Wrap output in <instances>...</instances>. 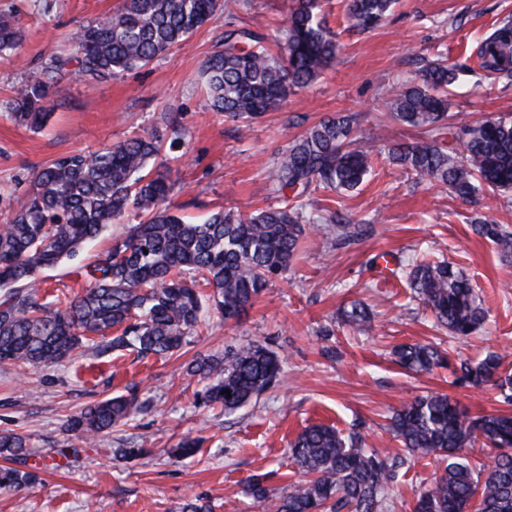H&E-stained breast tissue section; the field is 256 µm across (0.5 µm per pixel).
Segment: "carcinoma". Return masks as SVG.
<instances>
[{"mask_svg": "<svg viewBox=\"0 0 512 512\" xmlns=\"http://www.w3.org/2000/svg\"><path fill=\"white\" fill-rule=\"evenodd\" d=\"M394 0H349L354 25L377 27ZM240 0H123L122 7L83 28L75 52L54 59L27 79L11 103L15 118L32 128L49 118L53 81L64 73L107 79L149 65L182 45L219 12H232ZM22 35L9 14L0 15V56L17 49ZM336 35L326 26L320 0H292L284 53L271 56L267 38L247 28L224 32L221 49L205 61L201 80L205 107L247 129L288 96L320 77L336 57ZM486 78H512V20H504L477 49ZM470 68L437 59L422 66L420 80L407 83L386 103L390 117L422 131L424 137L389 150L393 164L429 183L448 186L467 199L480 190L512 191V118L465 125L447 118L444 90L458 84ZM357 114L328 116L306 129L282 153L276 189L282 202L242 216L218 210L201 223L184 221L171 210V168L152 173L149 163L163 140L145 133L91 153L70 154L32 173L31 190L0 218V365L51 366L85 347L98 353L129 350L139 359L177 353L187 336L218 315L237 322L271 279L285 274L306 234L305 198L311 189L357 188L371 172L376 145L355 136ZM292 197H286V192ZM138 211L141 220L124 238L87 266L90 287L81 295L37 293L40 272L72 259L108 224ZM336 241L363 240L365 229L328 220ZM512 262V231L502 224L473 225ZM414 297L453 336H468L485 322L487 310L463 271L424 258L408 263ZM212 292L204 294L201 289ZM344 324L358 331L373 327L365 304L342 311ZM394 361L409 373L450 367L435 343L400 344ZM490 353L453 370L455 384L490 386L512 405V376L500 372ZM205 382L199 408L220 406L232 413L283 380L282 359L263 344L248 343L224 355L200 356L188 366ZM229 390L231 395L221 394ZM144 404L138 386L84 406L66 430L76 448H94L100 437L130 419ZM389 430L402 448L392 456L366 447L364 426L348 433L325 424L305 427L289 453L305 479L276 495L271 473L247 479L258 502L275 512H381L385 495L417 459L445 464L424 489L413 512H512V412L472 417L442 393L417 396L389 418ZM206 438L183 436L173 455L197 454ZM495 450L492 463L473 462L476 447ZM28 437L0 434V454L23 468L0 469V490L35 483L38 468L27 465Z\"/></svg>", "mask_w": 512, "mask_h": 512, "instance_id": "cac0c4a2", "label": "carcinoma"}]
</instances>
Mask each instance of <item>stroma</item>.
<instances>
[{"label":"stroma","mask_w":512,"mask_h":512,"mask_svg":"<svg viewBox=\"0 0 512 512\" xmlns=\"http://www.w3.org/2000/svg\"><path fill=\"white\" fill-rule=\"evenodd\" d=\"M51 3L45 15L39 0H0V11L13 13L23 31L20 47L0 57V213L29 190L34 169L70 152H92L146 131L165 132L169 114L178 117L186 142L172 173L171 201L188 220L218 209L246 216L276 202L278 156L324 116L357 113L358 137L374 139L382 152L357 189L311 193L314 214L333 211L366 225L367 238L343 247L335 233L307 231L291 269L270 283L240 322L212 319L180 354L145 363L127 351L80 350L72 360L49 367L0 366V433L27 435L29 461L41 467L35 484L0 491V512H180L195 496L210 502L213 512H271L269 504L246 492V480L270 471L275 489L297 481L287 448L308 425L324 423L346 432L363 422L368 447L385 455L399 449L387 418L414 396L445 393L474 415L501 410L496 390L454 385L447 369L407 373L393 361L392 349L435 341L455 364L494 351L502 357V372L512 373V263L501 261L494 244L472 231L479 219L512 229V193L483 192L465 202L446 186L401 174L386 150L420 134L391 121L385 102L416 77L422 61L475 65L478 39L512 18V0H398L384 23L368 32L353 28L347 0H324L326 23L340 44L335 62L245 133L223 113L205 109L199 70L228 28L283 39L291 0H246L233 13H217L187 42L142 69L104 81L66 77L52 88L49 120L33 131L18 124L9 109L30 72L69 57L75 33L117 10L122 0ZM504 116L512 117V84L469 76L449 87V122ZM136 221L135 214H127L75 259L42 272L41 289L83 293L84 267ZM381 254L393 265L415 256L450 262L469 277L489 310L488 321L465 338L435 327L406 278L368 271ZM353 300L372 309L371 331L339 326V309ZM325 327L335 332L332 358L323 355L318 339ZM249 342L283 358V384L230 414L195 407L202 384L188 374L189 364ZM132 383L150 392L151 411L113 428L97 449L80 452L70 463L50 461V454L70 445L65 423L71 414ZM190 432L207 439L200 455L169 458V448ZM126 442L145 443L149 455L115 456V448ZM440 472L432 459L413 463L384 512H411L418 494Z\"/></svg>","instance_id":"stroma-1"}]
</instances>
